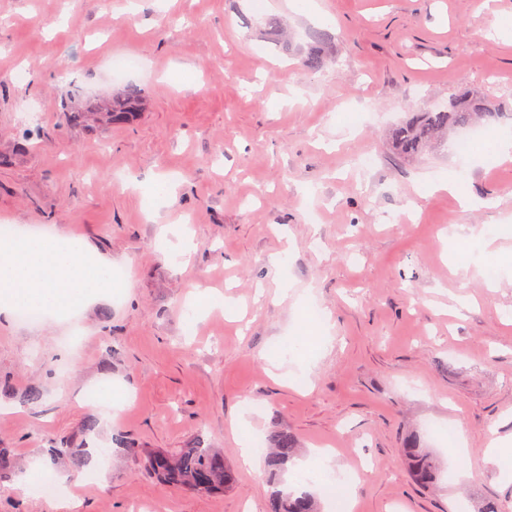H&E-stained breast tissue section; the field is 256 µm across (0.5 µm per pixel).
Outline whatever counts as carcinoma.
I'll return each instance as SVG.
<instances>
[{
  "label": "carcinoma",
  "mask_w": 512,
  "mask_h": 512,
  "mask_svg": "<svg viewBox=\"0 0 512 512\" xmlns=\"http://www.w3.org/2000/svg\"><path fill=\"white\" fill-rule=\"evenodd\" d=\"M310 42L300 48L304 54V66L309 71L323 69L327 62L324 51L331 35L316 29L309 33ZM144 99L142 89L128 85L116 98L108 102H94L78 107L72 101L63 105L71 123L78 125L88 120L92 112L100 113L107 124L119 120L139 109ZM495 115L492 103L469 91L448 96V102L435 110L416 113L392 133L393 149L401 156L411 157L426 148L434 139L451 132L470 128L482 119ZM264 458L271 478L267 512H320L318 500L310 491L283 486L281 476L288 464L298 458L299 444L296 437L278 423L272 425L266 436ZM52 461L64 460L74 474L82 473L91 461L92 452L87 441L73 444L61 440L49 449ZM404 455L413 479L430 486L437 482L439 467L432 455L419 445V440L406 441ZM145 467L167 487L200 494L222 492L233 487L235 472L224 461V453L215 448H178L150 452L144 455ZM21 469L19 459L9 448H0V483L9 480Z\"/></svg>",
  "instance_id": "carcinoma-1"
}]
</instances>
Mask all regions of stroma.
I'll return each instance as SVG.
<instances>
[{"mask_svg": "<svg viewBox=\"0 0 512 512\" xmlns=\"http://www.w3.org/2000/svg\"><path fill=\"white\" fill-rule=\"evenodd\" d=\"M318 3L316 20L265 0H0V226L79 236L129 283L62 320L0 314V448L45 465L52 439L92 421L112 451L92 485L50 500L4 483L0 512H266L265 467L241 465L238 438L274 423L302 457L329 448L332 469L364 470L355 512H475L486 498L512 512V482L485 456L512 438V277L461 275L473 250L451 240L465 224L512 247V159L491 140L461 155L453 133L416 158L389 142L459 88L494 103L483 130L512 136V39L493 34L512 0ZM270 18L298 44L328 30L325 68L264 39ZM117 56L140 61L122 81ZM128 83L145 98L125 122H65L62 99ZM450 173L476 206L427 191ZM206 288L229 309L194 303ZM309 309L326 337L309 375L272 377L268 357ZM457 425L472 472L459 481L439 438ZM414 434L439 462L430 489L403 462ZM199 443L223 451L231 489H171L144 466L143 451Z\"/></svg>", "mask_w": 512, "mask_h": 512, "instance_id": "1", "label": "stroma"}]
</instances>
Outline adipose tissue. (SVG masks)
Returning a JSON list of instances; mask_svg holds the SVG:
<instances>
[{"label":"adipose tissue","instance_id":"1","mask_svg":"<svg viewBox=\"0 0 512 512\" xmlns=\"http://www.w3.org/2000/svg\"><path fill=\"white\" fill-rule=\"evenodd\" d=\"M74 238L23 234L0 242V311L36 308L65 316L122 287Z\"/></svg>","mask_w":512,"mask_h":512}]
</instances>
